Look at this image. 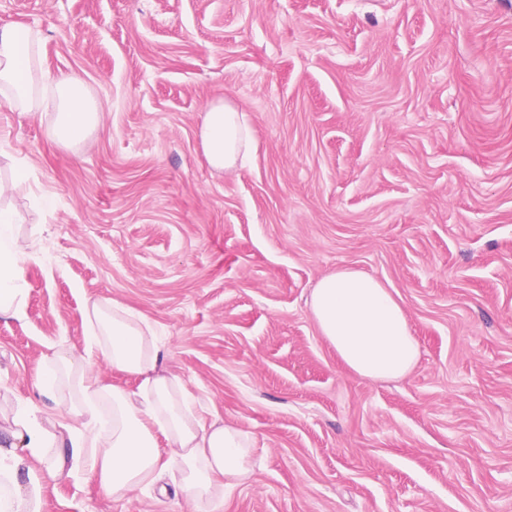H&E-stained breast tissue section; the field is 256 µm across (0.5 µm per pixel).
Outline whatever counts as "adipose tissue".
Segmentation results:
<instances>
[{
  "instance_id": "adipose-tissue-1",
  "label": "adipose tissue",
  "mask_w": 512,
  "mask_h": 512,
  "mask_svg": "<svg viewBox=\"0 0 512 512\" xmlns=\"http://www.w3.org/2000/svg\"><path fill=\"white\" fill-rule=\"evenodd\" d=\"M50 86L57 94L52 138L66 147L85 146L100 114L81 78L49 76L38 37L19 24L0 23V91L9 92L11 107L22 112L40 108ZM200 137L215 170L234 172L251 157L249 117L230 103L204 109ZM14 224V213L0 208V316L21 312L22 264L36 256L19 246ZM310 308L321 335L355 374L397 379L416 366L418 341L401 304L378 279L338 269L314 288ZM82 317L89 333L85 350L53 354L39 384L41 394L60 412L56 430L43 426L37 408L28 404L0 417V512H41L47 477L90 473L103 491L120 498L154 482L171 466L198 512H220L225 491L243 484L253 471L251 434L232 425L207 424L197 416L180 378L163 370L160 343L144 315L97 299L85 306ZM97 353L114 369L135 377V390L105 383L92 369ZM61 370L72 376L78 401L55 397ZM106 400L112 404L108 423L100 409ZM161 435L170 448L165 459L157 449ZM49 450L54 462L39 474L34 464Z\"/></svg>"
}]
</instances>
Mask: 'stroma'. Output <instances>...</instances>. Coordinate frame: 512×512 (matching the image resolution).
Here are the masks:
<instances>
[{
	"label": "stroma",
	"mask_w": 512,
	"mask_h": 512,
	"mask_svg": "<svg viewBox=\"0 0 512 512\" xmlns=\"http://www.w3.org/2000/svg\"><path fill=\"white\" fill-rule=\"evenodd\" d=\"M50 75L101 112L89 151L54 109L0 97V205L27 297L0 317V412L33 403L86 302L153 325L204 422L258 464L223 512H512V0H0ZM247 112L227 177L203 109ZM14 179V178H13ZM348 267L383 281L420 343L398 380L347 370L309 308ZM42 512H195L169 475L121 498L81 474Z\"/></svg>",
	"instance_id": "obj_1"
}]
</instances>
